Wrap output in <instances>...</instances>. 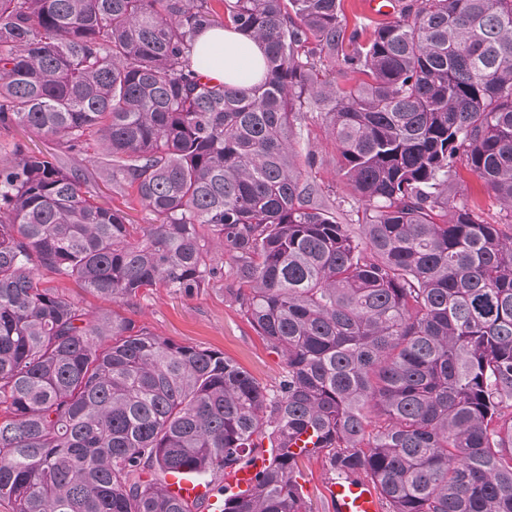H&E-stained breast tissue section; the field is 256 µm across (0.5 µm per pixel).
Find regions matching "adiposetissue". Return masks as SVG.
<instances>
[{
	"label": "adipose tissue",
	"instance_id": "obj_1",
	"mask_svg": "<svg viewBox=\"0 0 512 512\" xmlns=\"http://www.w3.org/2000/svg\"><path fill=\"white\" fill-rule=\"evenodd\" d=\"M192 59L202 74L219 82L248 85L264 75L262 51L254 40L221 27L197 37Z\"/></svg>",
	"mask_w": 512,
	"mask_h": 512
}]
</instances>
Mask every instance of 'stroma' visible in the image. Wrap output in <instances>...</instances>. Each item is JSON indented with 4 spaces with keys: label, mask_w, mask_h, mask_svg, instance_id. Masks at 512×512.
Instances as JSON below:
<instances>
[{
    "label": "stroma",
    "mask_w": 512,
    "mask_h": 512,
    "mask_svg": "<svg viewBox=\"0 0 512 512\" xmlns=\"http://www.w3.org/2000/svg\"><path fill=\"white\" fill-rule=\"evenodd\" d=\"M300 146L313 150L318 164L312 178L321 191L330 192L331 202L343 212L349 223H356L355 200L343 190L336 147L330 140L324 121L305 117L301 120ZM91 174L89 189L97 202L121 211L131 224L153 223V215L140 203L133 189L113 183L110 172L100 169L94 159H86ZM457 206L467 209L488 223L501 217L493 191L477 173L458 165L450 177ZM232 261L224 263V279L193 293L172 294L156 288L139 293L121 311L158 336L175 342L224 353L267 389H276L285 371L280 355L257 334L236 302Z\"/></svg>",
    "instance_id": "35a3bbf8"
}]
</instances>
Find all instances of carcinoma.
Returning <instances> with one entry per match:
<instances>
[{
	"label": "carcinoma",
	"mask_w": 512,
	"mask_h": 512,
	"mask_svg": "<svg viewBox=\"0 0 512 512\" xmlns=\"http://www.w3.org/2000/svg\"><path fill=\"white\" fill-rule=\"evenodd\" d=\"M0 0V131L100 165L156 223L83 191L89 173L12 143L0 159V504L9 512H198L174 469L269 464L224 512H310L299 462L362 477L384 512H512V0H413L369 42L341 0ZM232 28L263 79L193 67ZM350 51H345L344 47ZM342 55L355 85L326 77ZM324 115L344 224L294 122ZM466 163L504 221L453 204ZM235 265V299L287 371L268 392L224 354L91 312L190 294ZM310 433L315 446L291 443ZM52 284L62 287V289H64L66 293L71 295L76 302H78L82 307H84L87 310L96 311L102 306H107L104 305L95 296L86 292L72 281H54L52 282Z\"/></svg>",
	"instance_id": "carcinoma-1"
}]
</instances>
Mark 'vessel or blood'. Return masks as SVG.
Listing matches in <instances>:
<instances>
[{
	"mask_svg": "<svg viewBox=\"0 0 512 512\" xmlns=\"http://www.w3.org/2000/svg\"><path fill=\"white\" fill-rule=\"evenodd\" d=\"M268 462L261 456L251 465L227 469L222 480L199 481L187 478L183 472L167 473L165 483L168 493L176 499L198 502L211 512H222L225 493L249 495L255 486V477ZM332 512H383L382 499L373 485L364 479H338L329 485Z\"/></svg>",
	"mask_w": 512,
	"mask_h": 512,
	"instance_id": "obj_1",
	"label": "vessel or blood"
}]
</instances>
